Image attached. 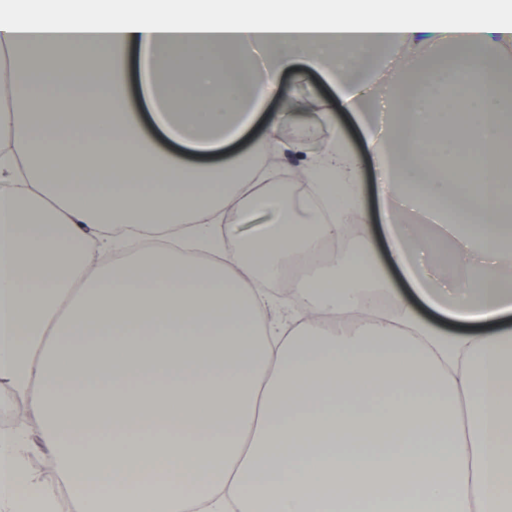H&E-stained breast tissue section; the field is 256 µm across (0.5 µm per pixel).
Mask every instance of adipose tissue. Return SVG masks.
<instances>
[{
	"instance_id": "1",
	"label": "adipose tissue",
	"mask_w": 512,
	"mask_h": 512,
	"mask_svg": "<svg viewBox=\"0 0 512 512\" xmlns=\"http://www.w3.org/2000/svg\"><path fill=\"white\" fill-rule=\"evenodd\" d=\"M63 0L0 12V382L26 403L80 512H512V203L457 193L460 166L512 180V115L496 57L512 52L503 0ZM434 43L423 47L420 32ZM440 54L374 94L362 60L392 45ZM141 52L153 119L201 153L286 97L302 54L341 102L399 114L365 145L389 253L360 204L362 160L343 138L299 153L335 170L344 199L295 221L274 197L273 135L191 163L145 135L123 67ZM475 79L468 111L446 96ZM455 199L465 225L406 224L421 197ZM273 213L240 236L258 209ZM174 228L182 245L116 246L104 226ZM308 265L272 285L285 263ZM457 275L446 284L440 265ZM377 292L387 316L353 318ZM456 320L442 329L419 303ZM0 430V512H56Z\"/></svg>"
}]
</instances>
